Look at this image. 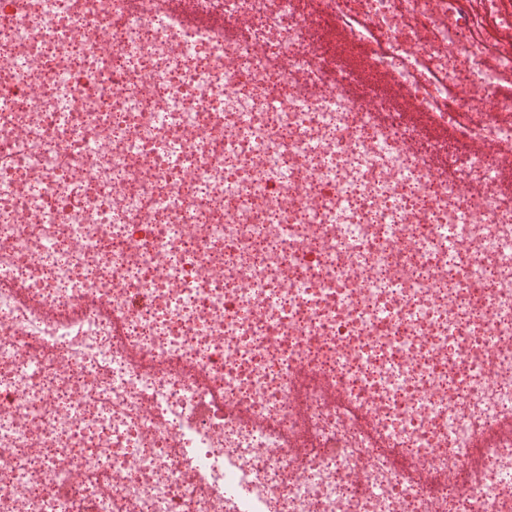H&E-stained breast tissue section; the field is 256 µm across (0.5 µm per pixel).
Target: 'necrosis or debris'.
<instances>
[{"label":"necrosis or debris","instance_id":"necrosis-or-debris-1","mask_svg":"<svg viewBox=\"0 0 512 512\" xmlns=\"http://www.w3.org/2000/svg\"><path fill=\"white\" fill-rule=\"evenodd\" d=\"M199 5L0 0V512H512V0ZM133 4L149 9L152 18L164 21L172 18L177 22L191 23L210 29L220 36L224 35V19L202 13L197 0L133 1ZM329 34L331 41L336 46V52L330 60L325 62V66L336 70V59L339 60L353 75V83L350 85L349 90H352L355 86L359 88L371 86L379 94L387 97L395 107L400 109L407 123L412 127L420 129L426 134L427 138L432 140L448 139L451 132L447 126L437 124L427 113L418 111L407 94L391 87L386 77H379L373 74L364 65L358 53L344 48L345 29L343 27L334 26ZM341 47L343 48L342 50Z\"/></svg>","mask_w":512,"mask_h":512}]
</instances>
